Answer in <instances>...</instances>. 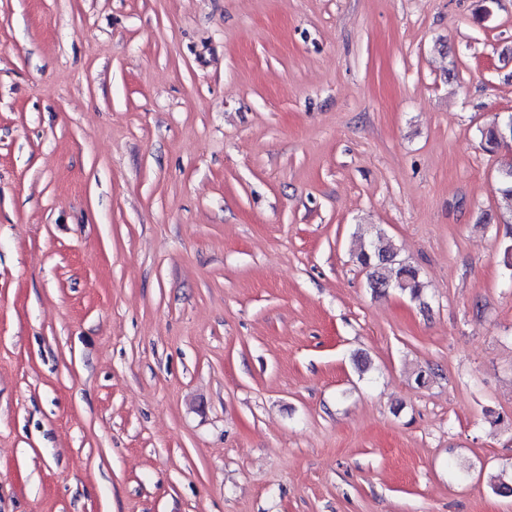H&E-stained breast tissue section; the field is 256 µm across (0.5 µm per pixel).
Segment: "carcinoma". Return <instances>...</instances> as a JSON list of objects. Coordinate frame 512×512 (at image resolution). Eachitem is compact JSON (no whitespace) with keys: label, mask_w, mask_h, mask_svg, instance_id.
<instances>
[{"label":"carcinoma","mask_w":512,"mask_h":512,"mask_svg":"<svg viewBox=\"0 0 512 512\" xmlns=\"http://www.w3.org/2000/svg\"><path fill=\"white\" fill-rule=\"evenodd\" d=\"M510 119L512 113L479 129L480 143L485 151L491 153L505 144L506 137L500 128ZM358 261L369 269V288L374 293L384 295L391 290H398L414 300L422 298L423 284L418 269L399 260L397 249L382 236H377L376 240L361 249Z\"/></svg>","instance_id":"obj_1"}]
</instances>
